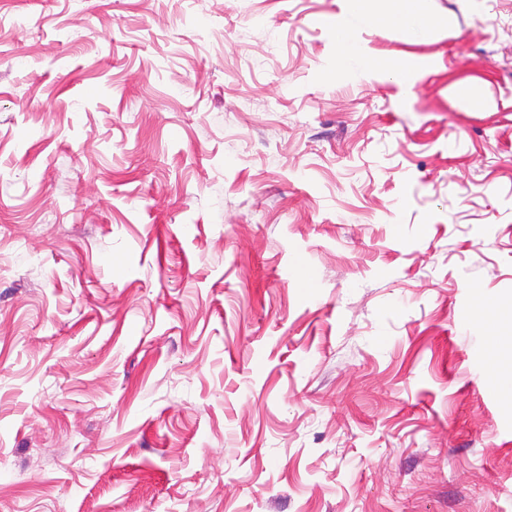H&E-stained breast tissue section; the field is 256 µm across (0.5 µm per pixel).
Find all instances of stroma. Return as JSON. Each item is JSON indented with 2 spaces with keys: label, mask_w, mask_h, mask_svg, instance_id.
Listing matches in <instances>:
<instances>
[{
  "label": "stroma",
  "mask_w": 512,
  "mask_h": 512,
  "mask_svg": "<svg viewBox=\"0 0 512 512\" xmlns=\"http://www.w3.org/2000/svg\"><path fill=\"white\" fill-rule=\"evenodd\" d=\"M346 5L0 0V512H512V0ZM364 1L366 0L348 1L349 5L335 21L340 58L355 67L370 65V60L359 51L358 36L363 31L374 29L378 24V18L363 5ZM395 2L401 4L398 21L412 37H426L443 24L439 20L421 15L415 6L417 2L415 0H396Z\"/></svg>",
  "instance_id": "35a3bbf8"
}]
</instances>
